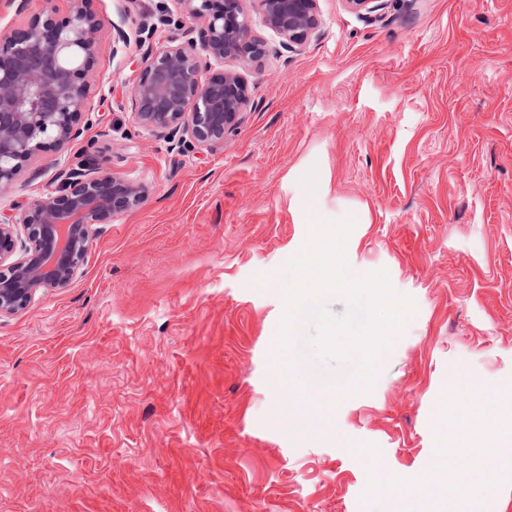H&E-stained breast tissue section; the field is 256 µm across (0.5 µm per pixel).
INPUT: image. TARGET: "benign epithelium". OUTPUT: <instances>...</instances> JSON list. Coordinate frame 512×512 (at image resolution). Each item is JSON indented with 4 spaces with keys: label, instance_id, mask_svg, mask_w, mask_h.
<instances>
[{
    "label": "benign epithelium",
    "instance_id": "benign-epithelium-1",
    "mask_svg": "<svg viewBox=\"0 0 512 512\" xmlns=\"http://www.w3.org/2000/svg\"><path fill=\"white\" fill-rule=\"evenodd\" d=\"M261 24L288 51L318 35L317 0H258ZM378 18L381 0H345ZM201 21L145 51L131 90L137 124L173 148L224 142L249 105L248 84L224 60L255 61L270 52L244 0H175ZM101 22L83 0L59 20L53 7L0 33V191L13 188L40 153L58 152L85 124ZM147 188L110 172L69 174L20 213L0 218V318L23 311L40 290H63L81 273L93 226L141 205Z\"/></svg>",
    "mask_w": 512,
    "mask_h": 512
}]
</instances>
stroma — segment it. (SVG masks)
Returning a JSON list of instances; mask_svg holds the SVG:
<instances>
[{
  "label": "stroma",
  "mask_w": 512,
  "mask_h": 512,
  "mask_svg": "<svg viewBox=\"0 0 512 512\" xmlns=\"http://www.w3.org/2000/svg\"><path fill=\"white\" fill-rule=\"evenodd\" d=\"M85 6L104 26L83 132L0 214L73 169L148 197L96 225L69 288L0 319V512H409L374 465L424 476L446 393L492 420L512 389V0H387L376 21L318 0L301 51L225 60L251 103L223 145L180 150L138 127L131 89L146 47L194 20L172 0ZM353 216L350 267L415 312L372 392L326 421L302 372L279 385L269 342L310 219ZM463 510L512 512L511 457Z\"/></svg>",
  "instance_id": "obj_1"
}]
</instances>
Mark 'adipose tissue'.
<instances>
[{"mask_svg":"<svg viewBox=\"0 0 512 512\" xmlns=\"http://www.w3.org/2000/svg\"><path fill=\"white\" fill-rule=\"evenodd\" d=\"M498 421L481 426H458L456 413L451 404H443L437 413L439 440L436 462L426 479L400 485L384 468L375 472L376 484L390 491H407L411 496L415 512H430L437 494H445L448 512H460L461 502L469 492V480H459L449 472L445 461L451 455H470L489 463L503 454L512 452V398L498 399Z\"/></svg>","mask_w":512,"mask_h":512,"instance_id":"adipose-tissue-1","label":"adipose tissue"}]
</instances>
